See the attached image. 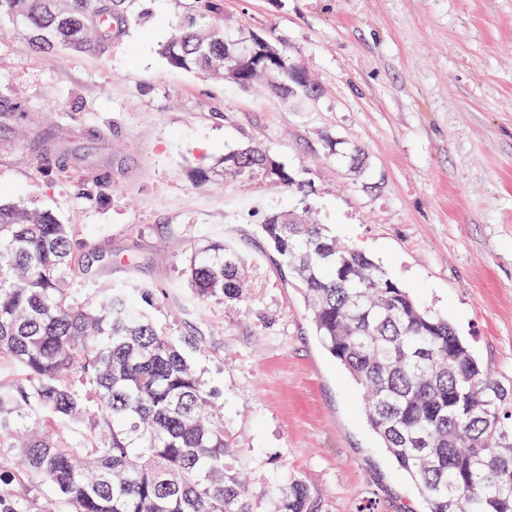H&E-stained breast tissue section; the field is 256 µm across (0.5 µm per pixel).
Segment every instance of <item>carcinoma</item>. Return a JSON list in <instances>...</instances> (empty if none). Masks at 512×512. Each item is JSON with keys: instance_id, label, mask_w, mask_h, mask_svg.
I'll return each instance as SVG.
<instances>
[{"instance_id": "1", "label": "carcinoma", "mask_w": 512, "mask_h": 512, "mask_svg": "<svg viewBox=\"0 0 512 512\" xmlns=\"http://www.w3.org/2000/svg\"><path fill=\"white\" fill-rule=\"evenodd\" d=\"M135 0H0V28L19 26L33 49L106 52L140 20ZM159 53L176 69L241 88L261 83L288 100L309 87L276 42L224 29V0H174ZM35 158L82 163L79 195L111 184L99 158L37 134ZM224 176L307 195L306 185L259 146L230 150ZM262 236L282 275L299 283L323 347L363 389L362 412L425 512H512V389L479 364L447 319L427 310L364 252L339 247L306 211L270 210ZM72 225L37 207L0 202V512H18L15 486L47 482L66 512H256L254 493L227 466L233 453L213 392L182 345L160 331L130 288L82 295ZM184 275L203 301L246 303L237 244L195 247ZM91 419L68 444L56 427ZM265 512H322L301 480L262 494Z\"/></svg>"}]
</instances>
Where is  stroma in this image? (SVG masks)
I'll return each instance as SVG.
<instances>
[{"label":"stroma","instance_id":"obj_1","mask_svg":"<svg viewBox=\"0 0 512 512\" xmlns=\"http://www.w3.org/2000/svg\"><path fill=\"white\" fill-rule=\"evenodd\" d=\"M147 7L102 55L54 61L0 29V101L21 103L0 119V199L72 225L77 261L93 272L72 288H148L157 328L196 341L228 464L254 493L296 477L326 512H423L260 222L307 205L512 385V0H224L226 22L276 39L313 82L286 102L171 68L158 46L174 4ZM37 133L83 135L111 162V188L82 198L84 167L40 165ZM254 145L311 185L307 200L252 180L191 181ZM353 154L361 172L345 162ZM224 235L249 261L251 302L200 301L183 275L194 246Z\"/></svg>","mask_w":512,"mask_h":512}]
</instances>
